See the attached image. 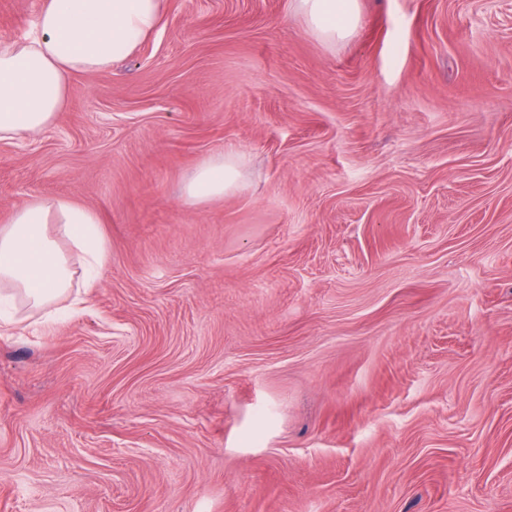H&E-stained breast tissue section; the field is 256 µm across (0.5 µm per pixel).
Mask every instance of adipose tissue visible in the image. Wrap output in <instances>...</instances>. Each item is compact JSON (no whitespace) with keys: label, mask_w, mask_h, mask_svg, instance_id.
Returning a JSON list of instances; mask_svg holds the SVG:
<instances>
[{"label":"adipose tissue","mask_w":512,"mask_h":512,"mask_svg":"<svg viewBox=\"0 0 512 512\" xmlns=\"http://www.w3.org/2000/svg\"><path fill=\"white\" fill-rule=\"evenodd\" d=\"M322 40L348 38L359 23L358 0H293ZM164 0H41L33 31L0 42V141L34 137L63 111L74 74L102 72L127 58L164 25ZM240 157L226 153L203 161L183 196L198 205L239 189ZM98 218L61 198L35 197L0 226V286L42 308L66 298L75 269L58 238L82 255L87 283L106 262Z\"/></svg>","instance_id":"obj_1"}]
</instances>
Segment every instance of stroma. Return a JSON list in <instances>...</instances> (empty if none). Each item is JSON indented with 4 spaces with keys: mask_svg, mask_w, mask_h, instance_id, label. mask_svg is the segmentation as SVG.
I'll use <instances>...</instances> for the list:
<instances>
[{
    "mask_svg": "<svg viewBox=\"0 0 512 512\" xmlns=\"http://www.w3.org/2000/svg\"><path fill=\"white\" fill-rule=\"evenodd\" d=\"M165 9L0 142V223L63 197L107 249L70 318L13 302L0 512H512V0ZM294 8L322 40L348 38L359 23L358 0H293ZM241 157L225 153L203 161L187 181L183 196L189 205H198L224 196L242 186Z\"/></svg>",
    "mask_w": 512,
    "mask_h": 512,
    "instance_id": "1",
    "label": "stroma"
}]
</instances>
